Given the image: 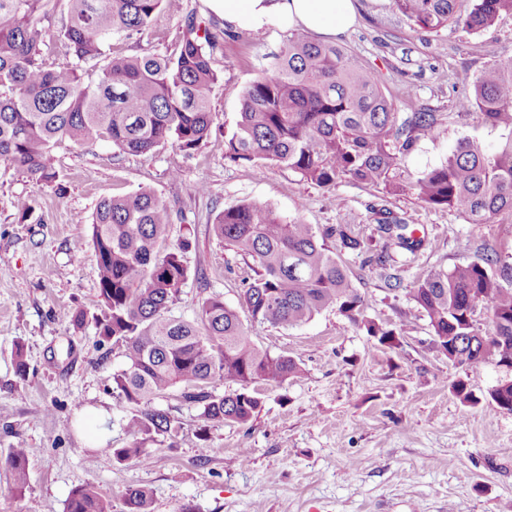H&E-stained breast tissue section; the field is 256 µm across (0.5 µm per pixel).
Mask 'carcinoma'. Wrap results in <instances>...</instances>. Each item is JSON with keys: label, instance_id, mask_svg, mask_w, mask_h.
Masks as SVG:
<instances>
[{"label": "carcinoma", "instance_id": "1", "mask_svg": "<svg viewBox=\"0 0 512 512\" xmlns=\"http://www.w3.org/2000/svg\"><path fill=\"white\" fill-rule=\"evenodd\" d=\"M459 2L390 0L421 33L456 25L475 34L500 14H512V0H474L466 13L458 10ZM161 9L180 12L182 6L175 0H68L67 13L58 17L56 0H0V161L40 185L55 180L49 156L66 140L109 142L131 155L168 144L187 154L197 150L216 121L210 92L220 79L214 63L224 29L202 24L191 12L172 53L107 51L112 37L142 32ZM42 21L52 25L51 33L37 28ZM55 51L64 61L46 63L44 54ZM240 98L227 144L234 162L273 161L321 187L350 178L390 195L411 188L425 205L456 210L471 224L512 213V62L486 67L456 102L505 131L503 140L488 149L460 139L442 164L409 186L397 178L401 157L416 141L437 134L441 115L417 111L399 119L376 75L341 47L290 33L273 68ZM90 224V238L79 248H92L96 257L98 336L126 346L127 363L112 373V393L130 407L126 429L134 442L106 449L116 460L147 461L142 435L172 442L178 437L182 421L155 407L161 397L177 392L195 406L203 434L211 424H245L259 412L262 399L251 385L280 384L300 374L291 357L258 348L237 311L218 295L207 297L192 321L170 315L190 277L183 260L189 239L168 244L173 210L153 191L102 198ZM213 231L258 264L242 300L253 320L293 328L334 307L380 344H392L393 331L367 319L364 298L325 239L337 236L341 247L384 266L388 245L411 253L422 246L415 225L389 211L374 236L363 237L349 224L320 234L266 206L243 203L219 212ZM411 296L437 348L451 354L453 364H493L512 372L511 261L486 250L466 264L428 273ZM475 299L488 316L485 331L471 306ZM226 382L239 388L216 393ZM488 398L512 412V378L500 381ZM6 466L11 492H22L29 479L25 449H13ZM121 504V512H155L145 485L128 486ZM112 509V501L91 484L72 489L65 503V512Z\"/></svg>", "mask_w": 512, "mask_h": 512}]
</instances>
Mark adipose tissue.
<instances>
[{"label":"adipose tissue","mask_w":512,"mask_h":512,"mask_svg":"<svg viewBox=\"0 0 512 512\" xmlns=\"http://www.w3.org/2000/svg\"><path fill=\"white\" fill-rule=\"evenodd\" d=\"M211 10L236 28L257 32L271 26L333 40L357 21L353 0H208Z\"/></svg>","instance_id":"1"}]
</instances>
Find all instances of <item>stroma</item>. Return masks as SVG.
<instances>
[{
	"label": "stroma",
	"instance_id": "35a3bbf8",
	"mask_svg": "<svg viewBox=\"0 0 512 512\" xmlns=\"http://www.w3.org/2000/svg\"><path fill=\"white\" fill-rule=\"evenodd\" d=\"M183 12H157L143 33L116 37L127 54L172 52L184 11L217 20L206 0H183ZM357 23L338 44L377 76L396 112L410 108L445 115L435 138L417 141L402 157L399 175L412 182L440 165L458 139L494 146L501 133L459 110L464 82L486 66L512 61V14L474 34L459 27L417 32L389 0H355ZM215 56L221 78L210 98L217 120L209 137L185 154L165 146L152 154L120 153L108 143L55 148L52 183L33 184L22 170L0 162V512H63L70 491L92 484L119 501L132 484L152 488L155 512H512V413L486 393L507 372L487 364L454 367L436 347L410 290L437 268L469 261L493 249L512 254V214L471 224L454 210L432 208L414 191L398 196L345 178L331 187L304 181L288 167L241 164L225 155L240 109L241 90L270 69L287 30L246 32L224 27ZM481 51H472L473 43ZM414 102L406 104V87ZM147 188L177 212L170 242L189 237L184 259L192 271L172 307L193 319L217 294L238 308L249 336L271 354L292 357L298 378L257 383L263 405L247 424H216L199 434L196 408L178 395L159 400L183 429L176 448L147 442L149 463L117 461L112 449L130 445L127 409L112 392V373L126 364L125 347L101 341L97 262L86 219L98 201ZM27 197L33 209L19 218ZM274 209L322 231L353 224L371 233L379 208L416 225L425 243L410 253L390 247L387 285L380 269L344 250L329 249L364 297L366 315L394 330L380 345L365 327L329 308L294 328L254 321L241 306L256 261L225 246L212 224L217 213L241 203ZM22 347L26 377L14 370ZM464 379L476 406L452 390ZM25 449L29 483L10 491L5 458Z\"/></svg>",
	"mask_w": 512,
	"mask_h": 512
}]
</instances>
